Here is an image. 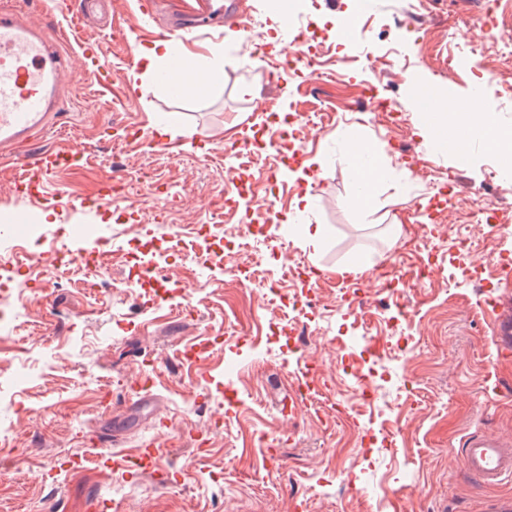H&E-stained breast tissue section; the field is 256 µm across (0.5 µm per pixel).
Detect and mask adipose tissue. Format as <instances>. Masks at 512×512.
Returning a JSON list of instances; mask_svg holds the SVG:
<instances>
[{"mask_svg": "<svg viewBox=\"0 0 512 512\" xmlns=\"http://www.w3.org/2000/svg\"><path fill=\"white\" fill-rule=\"evenodd\" d=\"M137 60V78L141 81H156L161 75L178 71L179 91L183 94L202 95L224 84V47L220 44L211 46L208 56L199 62L186 53L175 52L170 42L158 41L150 47L139 48ZM459 124L465 125L470 134L483 139L491 150L503 155L512 154V139L506 140L501 137L493 118L487 114L472 112H440L434 116L427 112L423 113L422 127L426 146L438 147L440 141L436 136L437 131H448ZM349 144L350 149L345 158L350 161L356 180L366 185L365 191L360 192L358 196L361 206L365 207L369 204L368 187L386 181L388 175L378 164L364 163V155L371 151L364 139L353 135L349 138Z\"/></svg>", "mask_w": 512, "mask_h": 512, "instance_id": "obj_1", "label": "adipose tissue"}]
</instances>
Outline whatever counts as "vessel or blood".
Masks as SVG:
<instances>
[{"mask_svg":"<svg viewBox=\"0 0 512 512\" xmlns=\"http://www.w3.org/2000/svg\"><path fill=\"white\" fill-rule=\"evenodd\" d=\"M44 20L18 9L13 0H0V163L25 167L19 148L45 135L57 122L60 105L73 77L54 47L47 18L75 19L72 0H43ZM86 71L95 77L99 89H106L112 75L102 65L100 43L77 40ZM78 151L43 153L36 164L51 173L64 164L80 161ZM492 342L496 352L512 350V295H498L489 303ZM464 470L480 484L496 486L512 481V437L474 432L461 443ZM123 457L131 470L141 476L164 475L159 451L153 445L131 448Z\"/></svg>","mask_w":512,"mask_h":512,"instance_id":"1","label":"vessel or blood"}]
</instances>
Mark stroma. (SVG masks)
Returning a JSON list of instances; mask_svg holds the SVG:
<instances>
[{
    "label": "stroma",
    "instance_id": "1",
    "mask_svg": "<svg viewBox=\"0 0 512 512\" xmlns=\"http://www.w3.org/2000/svg\"><path fill=\"white\" fill-rule=\"evenodd\" d=\"M80 36L108 37L105 63L112 83L97 92L72 45L60 42L77 74L75 92L53 133L25 146L29 157L80 148L79 165L44 176L45 196L12 195L17 170L0 165V216L19 213L28 230L0 239V296L17 328L0 334V443L13 448L0 465V512H396L395 489L410 490V512H481L494 496L512 495V481L485 487L466 477L460 442L480 430L512 435V359L495 358L486 301L504 287L500 258L512 253V165L465 131L463 153H429L421 135L414 83L494 115L512 129V99L499 95L490 69L501 42L476 18L512 15V0L491 12L489 0H424L429 29L404 15L406 0H313L302 24L321 36V67L270 71L296 29L277 20L268 0H223L224 85L205 95L175 98L152 82L136 87L124 61L151 45L172 17L196 0H75ZM245 14L256 34L254 56L232 33ZM355 13L360 26L345 50L336 48V21ZM458 66L467 78L448 77ZM393 99L403 123L391 132L362 104L366 84ZM253 86L258 96L247 95ZM333 112L318 134L301 131L290 143L307 159L324 156L325 178L307 182L279 175L276 190L255 180L258 197L275 193L270 216L243 209L221 214L228 170L224 143L264 126L278 112ZM176 113L166 153L135 144L154 113ZM369 140L393 174L455 170L448 195L416 179L371 192L370 216L354 205L355 181L341 157L343 136ZM129 176L151 168L183 201L154 223V179L138 187L140 205L89 206L114 166ZM495 217L479 223L473 201ZM309 202L307 219L322 225L320 248L303 247L283 221ZM53 212L55 223H41ZM92 235L70 239L71 226ZM103 255L67 270L42 265L34 288L13 269L15 248L39 259L47 251L93 250ZM467 238L469 248L457 239ZM426 244L432 272L409 285L380 288L379 271L400 264L404 246ZM359 260L361 272L343 273ZM258 273L243 286L235 265ZM111 289L93 302L84 280ZM274 278L288 296L310 299L289 313L263 297ZM368 293L367 304L353 290ZM287 317L302 346L272 336ZM377 347H369V339ZM311 360L335 405L300 408L291 400L294 374ZM152 376L154 403L141 402L137 380ZM376 400H365L363 385ZM134 448L155 441L173 484L102 466L97 445L113 431Z\"/></svg>",
    "mask_w": 512,
    "mask_h": 512
}]
</instances>
